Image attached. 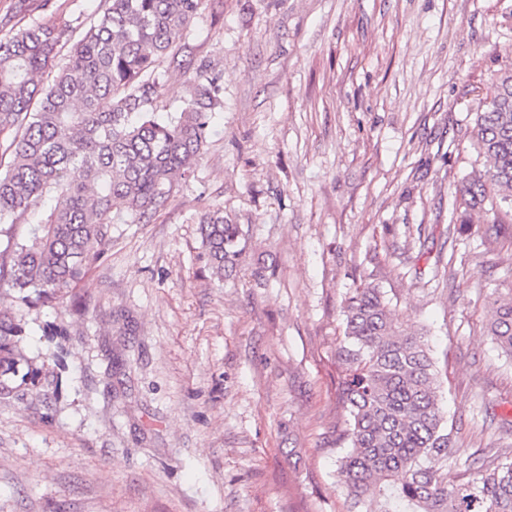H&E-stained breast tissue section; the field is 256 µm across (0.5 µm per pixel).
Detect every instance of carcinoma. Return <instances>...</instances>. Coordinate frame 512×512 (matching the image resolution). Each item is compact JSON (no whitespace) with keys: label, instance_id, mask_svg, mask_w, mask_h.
<instances>
[{"label":"carcinoma","instance_id":"obj_1","mask_svg":"<svg viewBox=\"0 0 512 512\" xmlns=\"http://www.w3.org/2000/svg\"><path fill=\"white\" fill-rule=\"evenodd\" d=\"M204 0H104L83 26L57 19L22 20L0 38V290L13 305L65 299L112 243L111 213L124 206L144 217L163 205L172 184L192 171L223 108L217 78L199 70L183 106L156 112L177 41ZM54 70L51 84L41 82ZM477 113L475 141L483 174L457 189L465 209L512 204V70L496 73ZM502 192L496 199L489 187ZM53 203L26 231L21 217ZM198 223L217 279L241 262L240 225L215 210ZM344 336L337 358L350 440L338 485L351 512H512V461L448 486L442 467L457 458L439 405L438 371L422 337L397 326L372 284L343 301ZM488 332L512 356V289L488 300ZM24 328L0 311V399L22 400L41 368L20 346Z\"/></svg>","mask_w":512,"mask_h":512}]
</instances>
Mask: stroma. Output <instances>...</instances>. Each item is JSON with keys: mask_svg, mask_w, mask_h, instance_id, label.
I'll return each mask as SVG.
<instances>
[{"mask_svg": "<svg viewBox=\"0 0 512 512\" xmlns=\"http://www.w3.org/2000/svg\"><path fill=\"white\" fill-rule=\"evenodd\" d=\"M160 109L200 68L224 107L196 168L70 299L21 310L59 386L0 401V512H349L342 302L365 283L423 332L458 450L448 484L512 455V357L487 334L512 242L453 213L482 174L475 113L512 67V0H205ZM247 250L213 277L198 219Z\"/></svg>", "mask_w": 512, "mask_h": 512, "instance_id": "obj_1", "label": "stroma"}]
</instances>
